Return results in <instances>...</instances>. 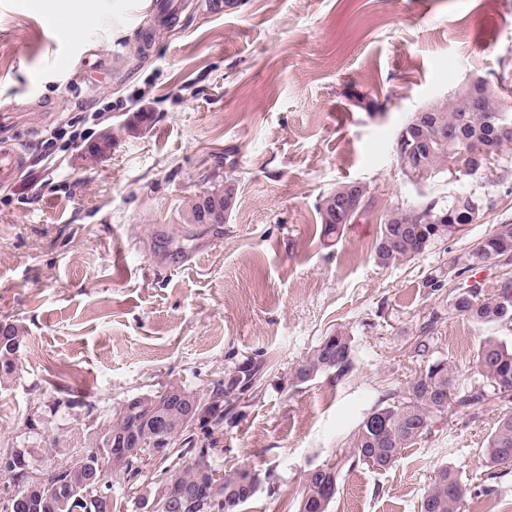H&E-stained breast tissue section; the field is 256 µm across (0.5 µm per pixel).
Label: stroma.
Returning <instances> with one entry per match:
<instances>
[{
  "label": "stroma",
  "mask_w": 512,
  "mask_h": 512,
  "mask_svg": "<svg viewBox=\"0 0 512 512\" xmlns=\"http://www.w3.org/2000/svg\"><path fill=\"white\" fill-rule=\"evenodd\" d=\"M154 2L73 0L83 27L60 35L36 0H0V141L26 154L0 185V322L22 329L0 451L48 472L128 398L206 393L261 355L271 368L213 431L214 464L270 474L241 512H294L307 471L347 456L386 390L431 359L470 388L481 342L512 345V325L451 315L423 286L512 222V194L415 260L371 256L382 212L416 195L394 153L409 113L474 77L512 86V0H178L164 25ZM107 130L110 148L88 156ZM229 174L225 223H182ZM340 182L367 184L373 205L341 236L313 237ZM337 330L353 339L352 378L290 385ZM509 411L451 407L394 465L343 467L329 512H419L445 466L468 487L460 512H512V465L492 480L480 467Z\"/></svg>",
  "instance_id": "35a3bbf8"
}]
</instances>
